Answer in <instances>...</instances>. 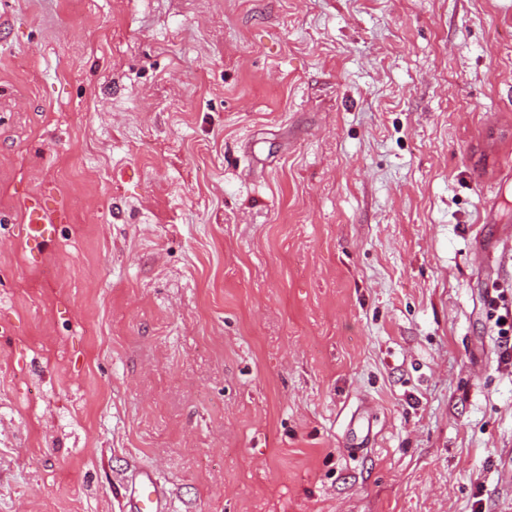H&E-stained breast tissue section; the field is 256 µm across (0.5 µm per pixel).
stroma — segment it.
Returning <instances> with one entry per match:
<instances>
[{"label": "stroma", "mask_w": 512, "mask_h": 512, "mask_svg": "<svg viewBox=\"0 0 512 512\" xmlns=\"http://www.w3.org/2000/svg\"><path fill=\"white\" fill-rule=\"evenodd\" d=\"M510 283L512 0H0V512H512ZM60 218L45 211L44 206L32 201L25 207L24 223L28 224L29 238L38 240L47 232L45 224H55ZM502 290V291H500ZM499 294L496 297H493L495 300L492 301L491 305L494 303L498 306V299H500V302H502V309L504 310V313L496 315L495 319V330L496 335L500 339V342L502 346L504 347L503 352V361L504 362H511V356H512V309L510 308V311L507 304L505 303L507 298V293L504 292L503 289H499ZM499 302V301H498ZM501 320L505 321V324L501 323ZM506 357V358H505ZM164 491L157 481L155 472L142 468L137 472L128 494V512H164Z\"/></svg>", "instance_id": "1"}]
</instances>
